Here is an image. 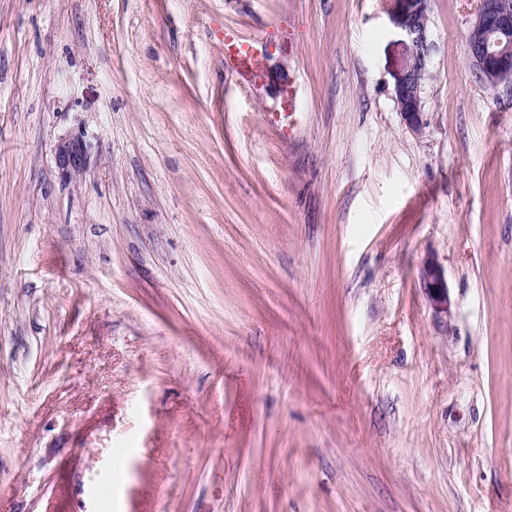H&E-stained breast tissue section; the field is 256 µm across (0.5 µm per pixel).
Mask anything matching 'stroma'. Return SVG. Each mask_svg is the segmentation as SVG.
Wrapping results in <instances>:
<instances>
[{
  "label": "stroma",
  "mask_w": 512,
  "mask_h": 512,
  "mask_svg": "<svg viewBox=\"0 0 512 512\" xmlns=\"http://www.w3.org/2000/svg\"><path fill=\"white\" fill-rule=\"evenodd\" d=\"M478 6L428 0L415 132L384 0H0V512H512V88L464 54ZM92 144L84 132L68 133L58 138L54 146V161L65 184L77 183L86 174ZM421 281L430 306L439 314L450 312L448 284L441 267L433 256H428L421 268Z\"/></svg>",
  "instance_id": "stroma-1"
}]
</instances>
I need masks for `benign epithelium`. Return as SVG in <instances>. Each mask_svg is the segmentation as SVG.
Instances as JSON below:
<instances>
[{
    "instance_id": "obj_1",
    "label": "benign epithelium",
    "mask_w": 512,
    "mask_h": 512,
    "mask_svg": "<svg viewBox=\"0 0 512 512\" xmlns=\"http://www.w3.org/2000/svg\"><path fill=\"white\" fill-rule=\"evenodd\" d=\"M394 23L408 41V56L398 75L394 98L405 125L421 127L422 83L430 62L428 0H391ZM464 53L482 79L493 86L512 85V0H479L474 22L465 37ZM92 144L84 133H68L54 146V161L65 184L86 174ZM421 281L430 306L439 314L450 312L448 284L434 257L425 259Z\"/></svg>"
}]
</instances>
